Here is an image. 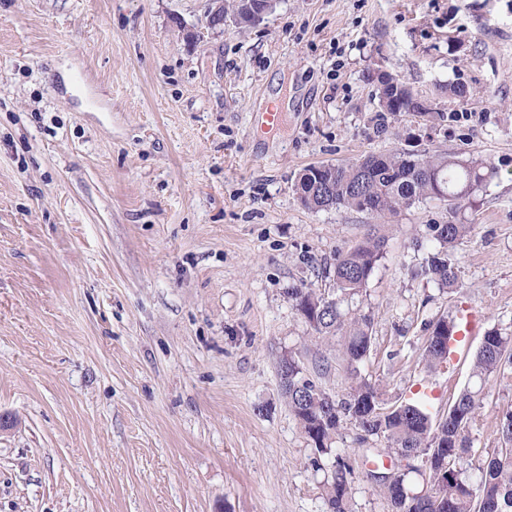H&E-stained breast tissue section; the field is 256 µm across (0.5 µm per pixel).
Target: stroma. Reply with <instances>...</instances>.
I'll return each instance as SVG.
<instances>
[{
	"label": "stroma",
	"instance_id": "obj_1",
	"mask_svg": "<svg viewBox=\"0 0 512 512\" xmlns=\"http://www.w3.org/2000/svg\"><path fill=\"white\" fill-rule=\"evenodd\" d=\"M206 8L0 0V512H327L339 457L353 512H388L363 476L383 439L347 419L316 456L278 374L289 354L346 394L341 337L288 291L335 295L337 255L369 233L384 253L351 305L372 318L360 371L384 406L431 385L446 416L484 333L512 336V0H279L221 31ZM379 70L438 119L384 112ZM404 149L495 170L464 214L455 289L418 273L439 202L382 220L296 194L308 166ZM465 306L483 314L468 355L428 372L430 322ZM510 409L512 367L486 389L472 458Z\"/></svg>",
	"mask_w": 512,
	"mask_h": 512
}]
</instances>
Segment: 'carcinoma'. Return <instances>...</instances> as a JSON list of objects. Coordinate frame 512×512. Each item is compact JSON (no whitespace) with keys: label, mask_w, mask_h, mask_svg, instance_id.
<instances>
[{"label":"carcinoma","mask_w":512,"mask_h":512,"mask_svg":"<svg viewBox=\"0 0 512 512\" xmlns=\"http://www.w3.org/2000/svg\"><path fill=\"white\" fill-rule=\"evenodd\" d=\"M330 180L327 194L315 187L316 174ZM492 168L482 160L461 159L446 153L426 151L406 156L400 152L370 154L356 162L328 165L325 171L312 165L303 170L296 184L301 203L310 209L363 211L361 194L368 193L379 207L378 216H393L417 203L437 199V187L447 192L441 203L448 210L446 224H430L429 232L440 248L428 256L421 274L442 288L458 286L454 249L471 232V225L459 215L473 206L474 196L491 177ZM383 240L369 236L336 258L334 279L344 297L360 293L382 258ZM288 296L313 330L322 336H343V356L350 375L346 397L336 400L316 380L288 357V379L281 390L306 437L319 454L332 452L345 418L355 420L365 436L385 440L387 451L396 455L412 453L422 466L419 474L430 493L420 495L408 477L399 471L377 478L367 470L386 499L390 512H512V411L502 415L499 425L501 446L473 465L469 459L466 432L475 421L483 401L484 386L495 374L512 364V338L495 331L484 336L471 364L474 384L461 391L448 406V415L431 419L419 403L399 405L383 419L375 408L381 403L378 388L363 378L359 364L371 345V316L364 312L343 313L341 299L329 298L307 288H291ZM458 331L456 318H439L429 336L423 360L430 370L447 364L445 341ZM477 470L470 479L466 472ZM353 470L336 459L334 470L323 484L328 512H352Z\"/></svg>","instance_id":"cac0c4a2"}]
</instances>
